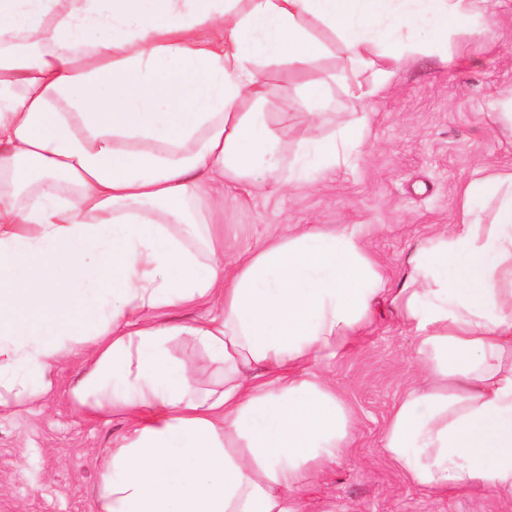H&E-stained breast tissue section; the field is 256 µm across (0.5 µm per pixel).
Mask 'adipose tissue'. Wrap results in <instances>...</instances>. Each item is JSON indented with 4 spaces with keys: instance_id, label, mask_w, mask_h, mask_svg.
Returning <instances> with one entry per match:
<instances>
[{
    "instance_id": "obj_1",
    "label": "adipose tissue",
    "mask_w": 512,
    "mask_h": 512,
    "mask_svg": "<svg viewBox=\"0 0 512 512\" xmlns=\"http://www.w3.org/2000/svg\"><path fill=\"white\" fill-rule=\"evenodd\" d=\"M489 0H0V407L82 358L75 409L121 412L96 512H297L309 464L340 458L348 408L312 366L386 297L428 384L382 446L414 485L512 497V172L468 180L449 232L387 287L363 227L289 230L244 260L219 250L220 182L312 186L355 160L370 122L315 137L336 105L318 29L388 85L408 35L446 49ZM276 71L292 112H268ZM303 129L294 157L280 131ZM497 200L492 223L479 207ZM210 303L191 325L152 312ZM191 337L223 376L199 390L168 343ZM158 409L149 424L143 411Z\"/></svg>"
}]
</instances>
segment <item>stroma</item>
<instances>
[{
    "label": "stroma",
    "mask_w": 512,
    "mask_h": 512,
    "mask_svg": "<svg viewBox=\"0 0 512 512\" xmlns=\"http://www.w3.org/2000/svg\"><path fill=\"white\" fill-rule=\"evenodd\" d=\"M416 54L392 83L364 102L337 93L336 127L369 112L367 144L351 167L326 172L311 190L224 184V261L236 260L292 224H361L368 255L390 287L408 277L416 250L455 221L462 181L478 171H512V126L499 103L512 93V4L489 22L449 32L448 54ZM415 336L387 301L372 324L316 368L352 415V442L336 464L310 466L301 512H512L485 490L434 495L412 485L383 450L382 431L405 390L420 383ZM198 387L221 376L190 337L169 344ZM81 375L73 357L48 374L49 394L22 410L0 409V512H95L102 462L131 434L121 413L109 421L76 412L67 392Z\"/></svg>",
    "instance_id": "stroma-1"
}]
</instances>
